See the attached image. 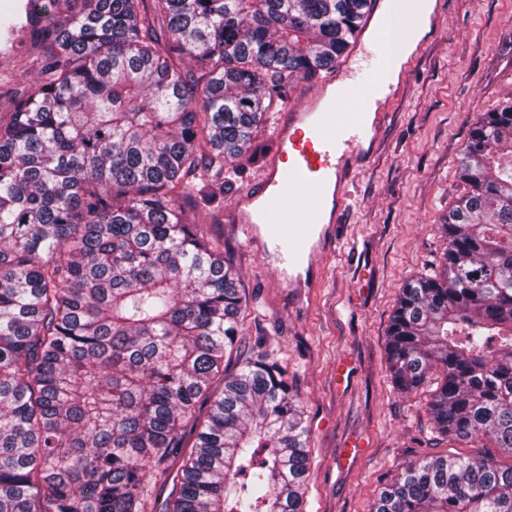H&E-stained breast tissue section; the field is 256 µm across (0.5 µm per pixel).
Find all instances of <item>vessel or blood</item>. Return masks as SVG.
Returning <instances> with one entry per match:
<instances>
[{
    "label": "vessel or blood",
    "mask_w": 512,
    "mask_h": 512,
    "mask_svg": "<svg viewBox=\"0 0 512 512\" xmlns=\"http://www.w3.org/2000/svg\"><path fill=\"white\" fill-rule=\"evenodd\" d=\"M410 67L406 60L392 73L378 63L357 80L327 78L283 113L277 149L259 184L239 195L234 219L246 245L274 257L290 285L316 287L315 272L347 203V177L367 159Z\"/></svg>",
    "instance_id": "b4317fda"
}]
</instances>
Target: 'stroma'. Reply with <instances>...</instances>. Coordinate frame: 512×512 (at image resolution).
<instances>
[{"label": "stroma", "instance_id": "obj_1", "mask_svg": "<svg viewBox=\"0 0 512 512\" xmlns=\"http://www.w3.org/2000/svg\"><path fill=\"white\" fill-rule=\"evenodd\" d=\"M442 27L426 39L391 102L369 163L349 185L338 245L309 295L289 287L273 258L247 249L235 225L218 230L240 275L239 350L262 345L287 370L309 431L306 512H370L403 467L430 456L484 455L512 464L493 440L432 433L429 390L391 382L385 340L408 280L441 264L440 225L465 186L458 161L472 125L512 96V0H444ZM31 29L0 35V121L40 76ZM280 112L269 113L252 159L224 186V205L261 180L276 149Z\"/></svg>", "mask_w": 512, "mask_h": 512}]
</instances>
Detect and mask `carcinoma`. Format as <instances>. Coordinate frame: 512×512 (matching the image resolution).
<instances>
[{
  "mask_svg": "<svg viewBox=\"0 0 512 512\" xmlns=\"http://www.w3.org/2000/svg\"><path fill=\"white\" fill-rule=\"evenodd\" d=\"M367 5L84 0L37 21L44 77L0 122V512H155L159 483L165 512H305L298 395L260 350L227 373L240 278L188 213L221 223L225 165ZM509 156L512 99L470 131L441 268L402 288L386 354L401 392L439 374L435 433L512 455ZM373 512H512V465L432 456Z\"/></svg>",
  "mask_w": 512,
  "mask_h": 512,
  "instance_id": "carcinoma-1",
  "label": "carcinoma"
}]
</instances>
